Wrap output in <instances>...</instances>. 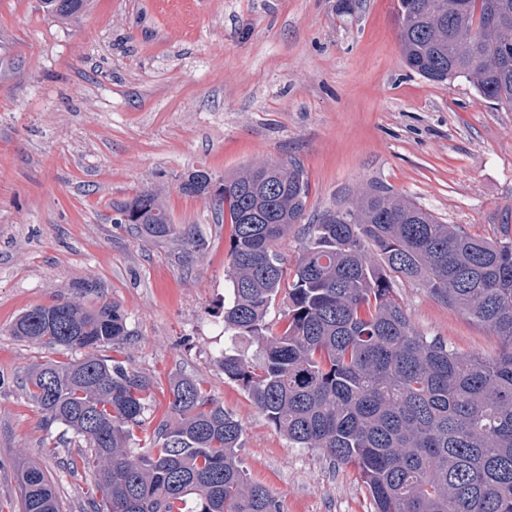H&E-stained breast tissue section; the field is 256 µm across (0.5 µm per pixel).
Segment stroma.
<instances>
[{"label":"stroma","instance_id":"stroma-1","mask_svg":"<svg viewBox=\"0 0 512 512\" xmlns=\"http://www.w3.org/2000/svg\"><path fill=\"white\" fill-rule=\"evenodd\" d=\"M259 160L300 163L310 219L383 184L472 234L512 225V108L408 68L397 0L348 14L339 0H93L76 28L39 0H0V512H19L16 470L30 460L55 478L62 512L85 510L86 473L61 468L78 445L43 426L25 388L30 368L74 354L11 333L63 298L120 305L121 350L156 378L155 415L170 376L200 379L242 422V464L285 512H370L353 468L291 447L219 365L232 226L179 182ZM146 189L200 247L117 223V205ZM395 293L419 333L499 350L424 289Z\"/></svg>","mask_w":512,"mask_h":512}]
</instances>
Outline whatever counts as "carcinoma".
<instances>
[{
	"mask_svg": "<svg viewBox=\"0 0 512 512\" xmlns=\"http://www.w3.org/2000/svg\"><path fill=\"white\" fill-rule=\"evenodd\" d=\"M40 3L76 26L91 0ZM398 20L412 70L464 78L481 99L512 106V0H398ZM179 191L211 196L229 216L220 363L288 443L354 467L374 512H512V230L470 234L377 185L307 223L308 182L291 160L221 180L193 169ZM118 213L142 237L199 246L151 190ZM294 227L288 272L279 245ZM398 280L499 337L502 350L475 356L418 333ZM11 331L83 353L35 367L26 386L45 426L85 444L72 471L90 474L89 512H284L242 466L241 421L200 380L170 377L167 415L145 428L153 380L101 354L130 335L119 305L63 299L23 312ZM17 479L20 512H61L39 463L19 465Z\"/></svg>",
	"mask_w": 512,
	"mask_h": 512,
	"instance_id": "obj_1",
	"label": "carcinoma"
}]
</instances>
